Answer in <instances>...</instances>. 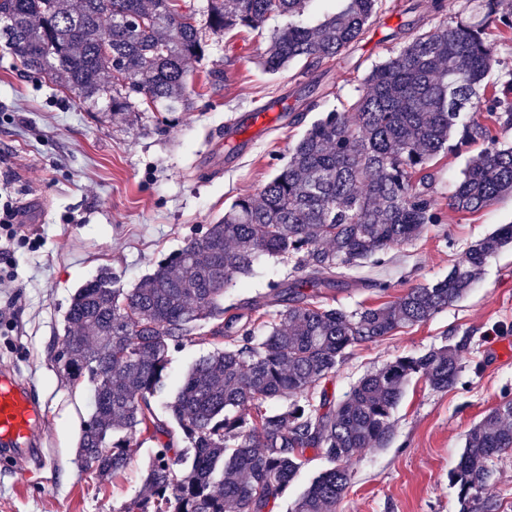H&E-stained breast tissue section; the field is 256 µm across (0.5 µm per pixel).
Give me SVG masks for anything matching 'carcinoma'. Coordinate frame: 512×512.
Wrapping results in <instances>:
<instances>
[{
	"mask_svg": "<svg viewBox=\"0 0 512 512\" xmlns=\"http://www.w3.org/2000/svg\"><path fill=\"white\" fill-rule=\"evenodd\" d=\"M309 2L204 0L184 13L179 0H0V40L24 70L40 72L61 93L93 105L104 100L112 115L135 119L190 109L186 65L205 55L212 35L286 16L260 64L271 73L294 61L317 66L361 42L379 0H340L315 23L300 20ZM480 2L478 22L418 28L372 68L348 109L311 125L259 196L236 198L135 287H121L105 267L76 290L53 361L68 380L92 387L79 456L107 481L126 467L135 439L159 441L143 495L123 512H266L308 450L333 467L293 512H335L351 485L350 462L387 444L408 379L419 374L436 391L455 385L463 342L389 362L338 403L326 394L317 405L299 400L336 371L349 347L424 322L464 297L489 258L512 244L505 224L470 246L441 281L352 312L324 303L345 285L347 269L440 223L422 171L449 148L467 108L484 112L466 137L486 148L463 171L448 206L474 213L512 193V145L498 138L512 129V78L501 88L484 84L495 62L487 22L498 20L512 40V16L500 14V0ZM260 254L296 259L301 276L224 318L225 286L249 275ZM276 306L279 321L255 336L249 317ZM204 332L213 349L171 391V352ZM278 398L289 399L285 409L263 410ZM158 400L166 420L155 411ZM170 420L186 448L174 447ZM187 449L192 461L179 469ZM509 451L511 398L465 435L453 473L460 512H482L490 462Z\"/></svg>",
	"mask_w": 512,
	"mask_h": 512,
	"instance_id": "cac0c4a2",
	"label": "carcinoma"
}]
</instances>
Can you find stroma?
Listing matches in <instances>:
<instances>
[{
    "label": "stroma",
    "mask_w": 512,
    "mask_h": 512,
    "mask_svg": "<svg viewBox=\"0 0 512 512\" xmlns=\"http://www.w3.org/2000/svg\"><path fill=\"white\" fill-rule=\"evenodd\" d=\"M411 2L381 0L354 59L330 62L329 90L317 108L223 166L213 155L225 127L274 99L296 102L313 75L302 61L275 74L260 65L282 18L212 36L205 58L189 64L192 109L165 117L144 112L132 126L58 92L0 48V209L17 210L23 226L21 238L0 245V369L31 382L43 413L29 462L0 466V512H121L142 492L153 441L134 444L113 483H98L77 457L91 394L87 385L63 378L52 360L72 296L105 266L121 287H134L157 261L203 234L234 199L258 194L307 126L347 107L373 66L399 49L387 36L406 23ZM483 149L479 141L463 143L432 161L430 193L442 223L378 254L376 263L353 267V284L336 292V307L376 305L443 279L469 246L512 224V194L475 213L448 206L462 170ZM297 275L293 259L259 256L250 276L225 288L224 304L258 298ZM367 279L387 283V291L364 287ZM462 340L467 346L456 384L436 391L421 376L409 380L387 444L352 461L353 480L336 512H459L452 475L465 435L512 398V247L487 262L466 296L426 322L351 347L336 372L306 396L343 399L359 378L387 362ZM306 456L272 512H291L329 469L317 452ZM492 469L484 512H512V451L495 458Z\"/></svg>",
    "instance_id": "obj_1"
}]
</instances>
